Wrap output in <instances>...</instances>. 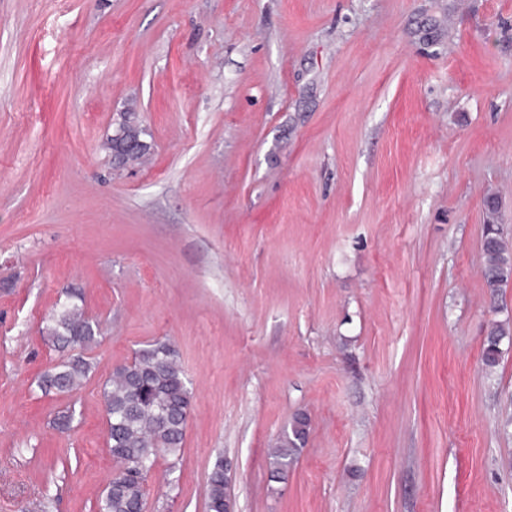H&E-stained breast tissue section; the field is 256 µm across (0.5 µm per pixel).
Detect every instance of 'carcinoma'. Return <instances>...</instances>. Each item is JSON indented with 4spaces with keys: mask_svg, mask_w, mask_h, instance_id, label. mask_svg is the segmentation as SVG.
<instances>
[{
    "mask_svg": "<svg viewBox=\"0 0 512 512\" xmlns=\"http://www.w3.org/2000/svg\"><path fill=\"white\" fill-rule=\"evenodd\" d=\"M487 223L483 234L482 261L486 288L496 293L512 279V242L497 224L499 201L485 200ZM44 333L60 349L74 354L47 369L38 386L46 394L71 392L89 377L91 362L84 352L98 344L99 323L90 320L82 307L68 302L50 316ZM512 336V324L493 322L482 352L487 373L499 365L501 341ZM107 445L118 467L111 474L98 501V512H143L147 474L140 464L162 455L178 457L191 408L192 391L179 364L177 350L168 342H155L134 351L131 362L115 369L103 387ZM309 417L297 414L291 433L271 449L275 468L288 467L304 444ZM226 482L224 458L217 456L208 477V512H224Z\"/></svg>",
    "mask_w": 512,
    "mask_h": 512,
    "instance_id": "cac0c4a2",
    "label": "carcinoma"
}]
</instances>
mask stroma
<instances>
[{"label": "stroma", "instance_id": "1", "mask_svg": "<svg viewBox=\"0 0 512 512\" xmlns=\"http://www.w3.org/2000/svg\"><path fill=\"white\" fill-rule=\"evenodd\" d=\"M490 194L512 238V0H0V512H98L103 384L157 340L193 398L146 512H206L219 455L234 512H512ZM73 294L93 369L46 395ZM487 223L483 234L482 261L486 287L491 294L512 279V243L497 224L499 201L489 196L485 200ZM506 336H512L509 322H493L489 326L482 352V368L491 373L499 365L501 359L500 343ZM309 417L296 414L291 422V435L286 434L276 448H272L270 457L277 470L288 468L304 444L309 432Z\"/></svg>", "mask_w": 512, "mask_h": 512}]
</instances>
